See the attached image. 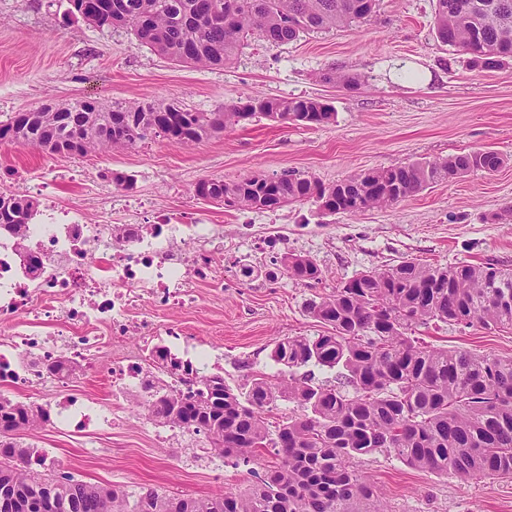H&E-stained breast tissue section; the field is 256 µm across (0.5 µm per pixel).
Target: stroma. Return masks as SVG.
<instances>
[{
    "label": "stroma",
    "instance_id": "1",
    "mask_svg": "<svg viewBox=\"0 0 512 512\" xmlns=\"http://www.w3.org/2000/svg\"><path fill=\"white\" fill-rule=\"evenodd\" d=\"M436 0H379L370 21L301 34L275 45L256 39L232 64H179L141 45L129 29L96 28L69 14L68 0H0V121L46 101L89 98L103 104L177 100L195 112H220L246 97H302L329 103L331 123L306 127L255 116L209 139L176 145L156 137L128 149L61 158L0 143V193L23 191L87 224H149L164 213L182 224H211L224 234L221 278L198 288L181 309L143 300L138 314L157 327L178 324L171 341L184 357L207 352V370L230 386L253 374L280 375L271 356L288 336L326 325L311 302L360 272L407 259L492 264L512 271V60L473 66L469 54L435 35ZM359 77L348 90L320 80L328 67ZM492 150L494 172L474 171L385 208L332 214L313 202L275 210L227 211L194 197L199 180L240 181L290 171L327 185L363 170ZM130 176L133 189L114 174ZM311 257L322 271L308 285L289 279L282 259ZM416 337L438 347L512 355V331L427 324ZM71 395L110 416L83 434L51 422L23 442L48 451L74 479L135 494L157 489L190 497L242 490L252 467L210 451L206 437L162 443L165 426L139 406L144 390L118 397L106 364L73 377ZM357 471L390 512H512V481L468 482L412 468L395 456L360 458Z\"/></svg>",
    "mask_w": 512,
    "mask_h": 512
}]
</instances>
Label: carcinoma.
I'll return each instance as SVG.
<instances>
[{"instance_id": "cac0c4a2", "label": "carcinoma", "mask_w": 512, "mask_h": 512, "mask_svg": "<svg viewBox=\"0 0 512 512\" xmlns=\"http://www.w3.org/2000/svg\"><path fill=\"white\" fill-rule=\"evenodd\" d=\"M378 0H69L70 12L99 28L127 27L143 44L175 62L222 67L249 40L271 44L311 31L351 27L373 17ZM437 38L491 68L512 58V0H437ZM322 81L353 89L357 77L330 68ZM254 98L222 112H193L175 101L104 105L77 99L17 112L0 122V142L65 156L126 149L154 135L175 144L208 139L258 114L278 122L324 125L332 107L312 98ZM503 163L493 151L361 172L333 186L286 172L260 182L211 178L194 196L224 209L313 201L330 213L357 214L387 206L440 182ZM36 214L22 192L0 193V225L22 241ZM288 278L321 280L318 264L301 255L283 262ZM331 327L318 336L276 342L274 360L286 378L257 373L233 389L221 374L201 375L182 392L163 382L145 385V414L168 427L202 433L219 455L249 465L263 450L275 461L253 468L248 491L207 498L149 489L132 495L108 484L79 481L68 473L43 478L31 467L24 432L50 422L48 408L0 394V512H388L372 485L358 474L362 456L387 452L431 473L462 481L512 479V356L425 346L412 327L431 321L461 328L512 330V272L492 264L434 266L415 259L362 272L309 305ZM308 365L338 370L339 385L293 370ZM279 400L296 404L270 431L267 412Z\"/></svg>"}]
</instances>
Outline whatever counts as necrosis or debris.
<instances>
[{"mask_svg":"<svg viewBox=\"0 0 512 512\" xmlns=\"http://www.w3.org/2000/svg\"><path fill=\"white\" fill-rule=\"evenodd\" d=\"M45 214L24 247L0 229V380L22 390L66 388L69 373L48 369L58 359L88 368L112 344L151 345L160 329L131 314L141 299L191 306L197 284L219 273L214 253L224 238L213 225L174 224L164 214L151 224H85L77 211L51 206ZM44 323L52 332L41 333ZM161 373L149 359L108 371L119 396Z\"/></svg>","mask_w":512,"mask_h":512,"instance_id":"obj_1","label":"necrosis or debris"}]
</instances>
